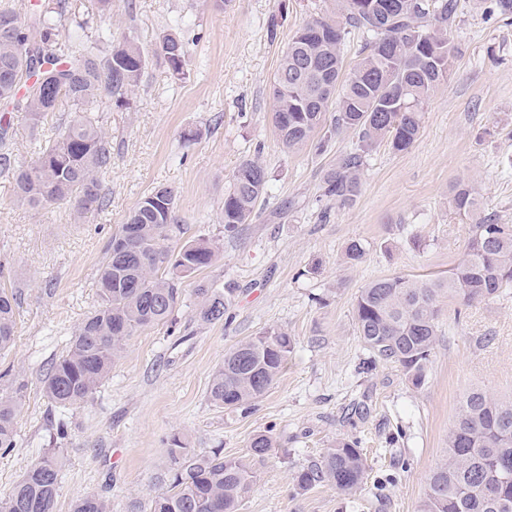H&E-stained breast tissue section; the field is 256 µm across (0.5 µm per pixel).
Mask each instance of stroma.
Returning a JSON list of instances; mask_svg holds the SVG:
<instances>
[{"mask_svg":"<svg viewBox=\"0 0 512 512\" xmlns=\"http://www.w3.org/2000/svg\"><path fill=\"white\" fill-rule=\"evenodd\" d=\"M489 2L458 0L448 31L458 54L418 139L404 153L383 144L367 153L361 194L341 207L322 198L321 178L357 148V136L344 132L321 150L283 149L271 91L290 39L330 0H135L131 12L112 0L88 36L109 31L150 49L163 32L178 33L190 48L186 74L172 76L151 56L131 109L109 113L108 203L83 223L65 203L18 205L12 180L0 175V288L18 301L16 342L0 355V371L24 385L16 446L0 450V500L51 448L55 419L67 431L55 512H68L83 492L111 512H131L163 489L171 434H187L203 452L220 446L242 456L264 430L276 447L240 512H419L461 393L512 394V288L470 307L443 305L419 388L395 365L366 366L354 304L376 278L442 276L463 255L471 231L449 202L455 182H472L487 214L512 224V22L492 15ZM247 159L265 166L269 182L250 224L228 239L224 192ZM160 184L174 190L189 238L220 241L223 253L184 279L172 321L139 331L84 407L52 408L41 380L97 305V268L112 235ZM355 239L366 254L352 266L343 252ZM201 283L235 288L230 322L199 319ZM269 327L293 340L282 374L245 407L211 406L209 382L225 351ZM342 438L362 442L363 489L296 493L294 470Z\"/></svg>","mask_w":512,"mask_h":512,"instance_id":"35a3bbf8","label":"stroma"}]
</instances>
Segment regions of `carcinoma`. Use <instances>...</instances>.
I'll return each mask as SVG.
<instances>
[{
	"mask_svg": "<svg viewBox=\"0 0 512 512\" xmlns=\"http://www.w3.org/2000/svg\"><path fill=\"white\" fill-rule=\"evenodd\" d=\"M345 24L335 12L301 26L283 53L273 86V121L282 147L318 149L343 131L358 134L362 150L386 143L394 152L412 147L420 134L423 107L448 81L456 48L448 28L456 0H342ZM89 19L71 11L69 0H41L28 22L0 9V174L11 177L17 201L31 208L66 202L75 219L106 206L102 177L112 168L106 113L133 104L148 53L132 38L119 42L85 35ZM372 36L359 60L345 68V26ZM172 75H185L187 43L162 34L154 47ZM70 106L58 137L42 142L41 128L59 103ZM23 115L38 147L29 164L16 161L9 129ZM363 155H343L322 177V196L343 207L361 193ZM268 173L255 159L243 161L224 193L220 221L235 238L252 221ZM450 204L471 223L465 255L446 278L386 276L371 281L355 301L357 331L373 361L395 364L411 384L424 385L440 336V299L466 306L512 288V224L482 214L477 188L459 181ZM176 216L174 192L158 185L129 212L112 236L98 267V305L76 327L65 354L41 380L43 396L70 410L84 406L108 377L112 364L139 331L169 322L179 304V283L212 265L216 242L186 237ZM234 289L198 285L201 321L224 320ZM17 298L0 289V354L16 336ZM293 349L280 328H269L224 353L213 374L210 403L237 409L263 396L277 380ZM21 401L0 394V450L15 447ZM275 441L258 432L248 454L226 457L213 448L196 452L180 435L167 442L168 487L137 504L133 512H240L257 482L258 467ZM65 456L57 448L30 466L0 501V512H54ZM367 471L356 441H337L320 457L293 472L296 490L329 485L350 495L362 489ZM69 512H110L109 503L80 493ZM420 512H512V397L470 388L459 400L448 430V455L430 474Z\"/></svg>",
	"mask_w": 512,
	"mask_h": 512,
	"instance_id": "obj_1",
	"label": "carcinoma"
}]
</instances>
